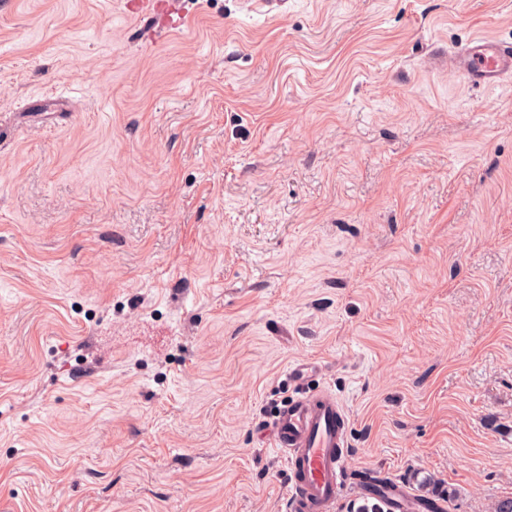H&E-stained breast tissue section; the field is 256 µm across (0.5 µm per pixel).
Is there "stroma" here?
I'll use <instances>...</instances> for the list:
<instances>
[{
    "label": "stroma",
    "instance_id": "stroma-1",
    "mask_svg": "<svg viewBox=\"0 0 512 512\" xmlns=\"http://www.w3.org/2000/svg\"><path fill=\"white\" fill-rule=\"evenodd\" d=\"M0 0V512H282L315 367L362 475L512 497V0ZM448 69L479 88L494 89L512 74V43L474 37L448 54Z\"/></svg>",
    "mask_w": 512,
    "mask_h": 512
}]
</instances>
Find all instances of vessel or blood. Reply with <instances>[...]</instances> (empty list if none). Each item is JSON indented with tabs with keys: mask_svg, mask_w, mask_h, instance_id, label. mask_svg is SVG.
Here are the masks:
<instances>
[{
	"mask_svg": "<svg viewBox=\"0 0 512 512\" xmlns=\"http://www.w3.org/2000/svg\"><path fill=\"white\" fill-rule=\"evenodd\" d=\"M448 68L476 87L495 88L512 74V43L474 37L449 52ZM290 375L298 389L268 424L272 443L288 468L286 512H336L347 488L348 413L330 387L308 386L307 367L295 366ZM383 502L388 512L425 509L424 501L396 481L385 490Z\"/></svg>",
	"mask_w": 512,
	"mask_h": 512,
	"instance_id": "1",
	"label": "vessel or blood"
}]
</instances>
